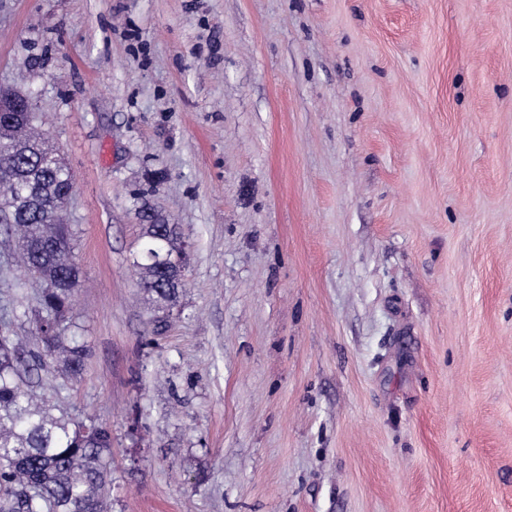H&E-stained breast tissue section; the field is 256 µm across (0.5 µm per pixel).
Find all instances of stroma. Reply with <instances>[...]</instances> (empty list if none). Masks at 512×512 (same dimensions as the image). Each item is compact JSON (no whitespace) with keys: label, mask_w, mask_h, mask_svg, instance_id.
I'll return each instance as SVG.
<instances>
[{"label":"stroma","mask_w":512,"mask_h":512,"mask_svg":"<svg viewBox=\"0 0 512 512\" xmlns=\"http://www.w3.org/2000/svg\"><path fill=\"white\" fill-rule=\"evenodd\" d=\"M1 84L74 174L111 512H512V0H0ZM143 224L142 243L140 249L133 257V267L136 270L138 286L149 299L163 309L176 302L181 288L185 284V254L173 252L171 265L167 271H163L153 264L150 253L164 245L161 239L168 237L164 229L167 224H162L155 216L145 215Z\"/></svg>","instance_id":"35a3bbf8"}]
</instances>
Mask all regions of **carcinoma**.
I'll return each instance as SVG.
<instances>
[{"label":"carcinoma","mask_w":512,"mask_h":512,"mask_svg":"<svg viewBox=\"0 0 512 512\" xmlns=\"http://www.w3.org/2000/svg\"><path fill=\"white\" fill-rule=\"evenodd\" d=\"M35 121L33 112H0V126L20 130L17 144L0 142V234L14 245L21 274L42 285L32 336H0V512H107L109 428L47 405L55 382L83 373L88 349L70 316L82 269L71 227L57 214L73 177ZM144 222L133 267L138 286L163 309L185 284V255L172 253L166 271L153 264L167 225L153 215Z\"/></svg>","instance_id":"1"}]
</instances>
